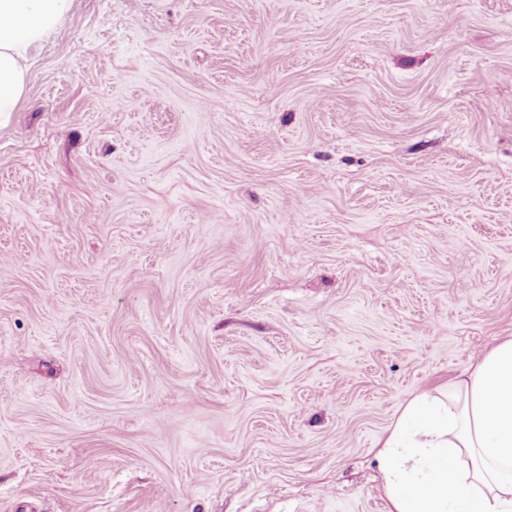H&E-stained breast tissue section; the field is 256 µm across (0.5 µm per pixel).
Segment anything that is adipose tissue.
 <instances>
[{
  "label": "adipose tissue",
  "mask_w": 512,
  "mask_h": 512,
  "mask_svg": "<svg viewBox=\"0 0 512 512\" xmlns=\"http://www.w3.org/2000/svg\"><path fill=\"white\" fill-rule=\"evenodd\" d=\"M69 0H0V126L25 88L28 50ZM390 512H512V336L448 386L403 407L377 452Z\"/></svg>",
  "instance_id": "1"
}]
</instances>
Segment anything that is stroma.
Returning <instances> with one entry per match:
<instances>
[{
	"instance_id": "1",
	"label": "stroma",
	"mask_w": 512,
	"mask_h": 512,
	"mask_svg": "<svg viewBox=\"0 0 512 512\" xmlns=\"http://www.w3.org/2000/svg\"><path fill=\"white\" fill-rule=\"evenodd\" d=\"M28 57L0 512H388L512 336V0H70Z\"/></svg>"
}]
</instances>
